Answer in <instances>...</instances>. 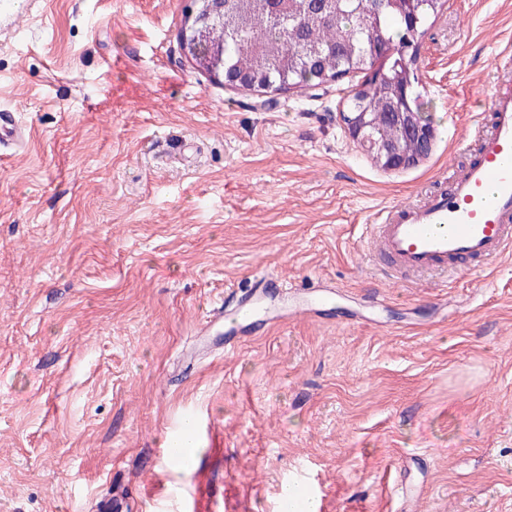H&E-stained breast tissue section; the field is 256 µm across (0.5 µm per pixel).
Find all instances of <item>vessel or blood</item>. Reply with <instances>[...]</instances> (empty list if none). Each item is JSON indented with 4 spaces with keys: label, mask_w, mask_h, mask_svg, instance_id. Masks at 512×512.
Instances as JSON below:
<instances>
[{
    "label": "vessel or blood",
    "mask_w": 512,
    "mask_h": 512,
    "mask_svg": "<svg viewBox=\"0 0 512 512\" xmlns=\"http://www.w3.org/2000/svg\"><path fill=\"white\" fill-rule=\"evenodd\" d=\"M512 70L497 67L488 94L489 119L472 134L476 159L452 178L448 190L426 191L413 202L375 211L366 226L369 261L384 277L415 281L429 273L459 276L512 253ZM25 128L14 113H0V147L22 144ZM276 282L256 275L250 290L229 308H213L201 335L212 353L235 350L239 337L266 324L310 319L331 311L333 288L285 286V303L273 302Z\"/></svg>",
    "instance_id": "obj_1"
}]
</instances>
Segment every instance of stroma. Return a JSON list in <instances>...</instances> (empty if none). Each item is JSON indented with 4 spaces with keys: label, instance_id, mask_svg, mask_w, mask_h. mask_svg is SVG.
Segmentation results:
<instances>
[{
    "label": "stroma",
    "instance_id": "obj_1",
    "mask_svg": "<svg viewBox=\"0 0 512 512\" xmlns=\"http://www.w3.org/2000/svg\"><path fill=\"white\" fill-rule=\"evenodd\" d=\"M187 0H0V512H512V256L412 285L372 270L376 210L474 159L512 0H447L417 56L430 156L386 171L351 89L257 94L181 53ZM272 274L325 319L211 355L203 313ZM197 349L193 363L183 350ZM192 434L188 465L164 450ZM25 140V128L13 112L0 113V148L18 146Z\"/></svg>",
    "mask_w": 512,
    "mask_h": 512
}]
</instances>
